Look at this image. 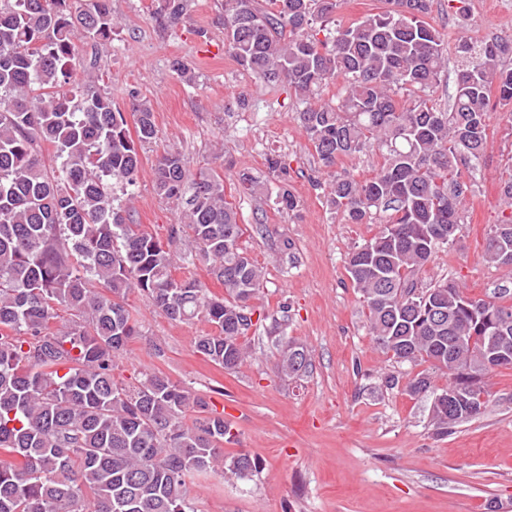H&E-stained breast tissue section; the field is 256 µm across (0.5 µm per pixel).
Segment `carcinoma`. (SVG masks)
Returning <instances> with one entry per match:
<instances>
[{"instance_id":"obj_1","label":"carcinoma","mask_w":512,"mask_h":512,"mask_svg":"<svg viewBox=\"0 0 512 512\" xmlns=\"http://www.w3.org/2000/svg\"><path fill=\"white\" fill-rule=\"evenodd\" d=\"M0 5V512H193L188 484L204 473L245 478L246 453L224 458L231 428L224 416L163 373L139 384L115 382V362L137 333L128 309L133 290L166 318L202 317L213 331L196 350L226 370L249 356L245 332L262 271L241 246L235 207L214 170L191 174L177 151L154 167L156 194L176 204L181 223L162 240L136 224L113 186L135 182L140 150L156 138L151 104H134L136 136L112 99L91 85L79 101L68 89L80 38L109 40V0L77 14L69 0H6ZM224 0L232 56L258 78H282L305 103L299 121L328 174L326 204L349 224H385L349 257L370 334L400 363H430L478 391L453 408L422 371L412 396L432 393L437 432L482 414L487 378L512 361L485 353L512 337L506 292L474 298L456 282L418 290L413 276L441 245H454L459 206L487 149L492 103L512 105V37L462 38L455 53V94L447 110L418 95L436 85L448 61L439 31L425 20L432 0H389L390 7L336 28L319 41L315 18L338 0ZM186 0H160L164 26ZM344 80L336 101L313 103L329 81ZM411 93L400 102L399 92ZM374 145L381 170L359 181L337 161ZM277 204L298 208L279 175ZM189 237L224 296L177 275L178 243ZM512 215L490 225L483 258L512 271ZM67 330L57 327L59 309ZM310 350L287 340L278 371L299 377ZM193 411L192 423L185 422Z\"/></svg>"}]
</instances>
